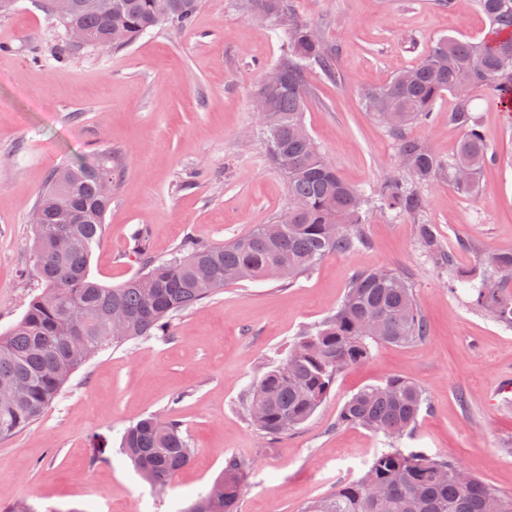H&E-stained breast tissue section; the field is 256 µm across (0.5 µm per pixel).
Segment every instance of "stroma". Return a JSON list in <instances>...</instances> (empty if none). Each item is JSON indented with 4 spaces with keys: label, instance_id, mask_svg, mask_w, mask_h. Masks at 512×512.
Returning <instances> with one entry per match:
<instances>
[{
    "label": "stroma",
    "instance_id": "stroma-1",
    "mask_svg": "<svg viewBox=\"0 0 512 512\" xmlns=\"http://www.w3.org/2000/svg\"><path fill=\"white\" fill-rule=\"evenodd\" d=\"M242 0H202L190 27L163 25L118 53L63 56L66 31L41 0L0 14V333L37 294L27 244L30 212L52 169L111 151L116 185L102 242L90 258L115 286L140 266L134 251L168 259L188 238L221 245L272 223L289 206L286 179L269 159L253 96L282 54L280 22L255 19ZM336 59L338 78L308 76L307 128L337 174L370 188L401 172L397 142L362 108L365 89L416 65L444 36L482 38L473 0H291ZM444 96L412 134L440 159L462 130ZM472 107L496 161L479 195L422 186L419 215L370 213L366 243L322 259L294 283L244 281L173 320L167 338L95 353L32 426L0 438V507L34 512H184L207 493L227 457L244 464L236 512H304L361 477L383 440L342 425L358 390L401 376L427 398L410 447L445 456L512 495V329L449 293L448 270L419 250L416 227L434 225L455 266L477 270L486 251H512V116L475 89ZM388 267L408 277L427 336L379 344L344 371L299 428L272 440L243 401L300 334L336 310L355 272ZM178 420L195 453L164 488L120 452L139 417Z\"/></svg>",
    "mask_w": 512,
    "mask_h": 512
}]
</instances>
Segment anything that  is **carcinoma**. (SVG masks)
I'll return each mask as SVG.
<instances>
[{
    "instance_id": "carcinoma-1",
    "label": "carcinoma",
    "mask_w": 512,
    "mask_h": 512,
    "mask_svg": "<svg viewBox=\"0 0 512 512\" xmlns=\"http://www.w3.org/2000/svg\"><path fill=\"white\" fill-rule=\"evenodd\" d=\"M253 14L286 18L283 53L276 65L280 84H260L256 95L269 105L265 126L271 162L283 173L290 205L270 236L266 225L222 246L187 241L170 259H154L137 249L140 271L124 283L106 286L90 274V257L103 239L105 214L112 197L102 194L101 181L113 182L108 157L82 158L52 171L34 210L33 275L42 292L31 298L22 318L0 334V387L25 385L16 401H0V437L29 427L58 398L70 377L97 351L129 340L169 335L170 321L182 310L202 303L225 287L263 279L272 267L279 281L293 283L329 254L348 253L365 244L362 224L369 210L417 214L425 207L416 186L442 178L463 195L480 190V172L491 160L470 91L484 87L504 112H512V0H476L490 27L474 41L442 37L420 63L364 93L363 107L387 124L397 140L406 174L386 178L366 192L343 181L307 131L308 73L318 67L333 71L332 59L314 29L292 16L287 0H246ZM73 12L61 19L89 36L88 46L122 32L110 50L118 51L149 30L164 24L187 27L201 0H112L102 14L74 0ZM457 104L448 120L464 130L456 156L445 162L408 131L430 120L445 95ZM70 238L58 252L53 233ZM419 247L439 267H452L432 224L416 229ZM486 274L476 280L457 275L472 302L496 322L512 328V252L483 260ZM427 335V321L404 276L387 269L355 273L336 312L303 332L286 356L251 388L246 410L254 424L276 438L305 423L325 401L338 374L370 354L371 344L403 346ZM426 404L413 381L390 377L369 385L345 401L338 422L360 426L385 439L369 470L336 492L311 502L305 512H512V496H504L472 477L446 457H430L402 446L415 431ZM123 453L156 487L166 486L193 458V448L176 420L148 415L131 424L122 437ZM244 464L225 460L224 501L218 507L199 496L188 512H233L241 493Z\"/></svg>"
}]
</instances>
